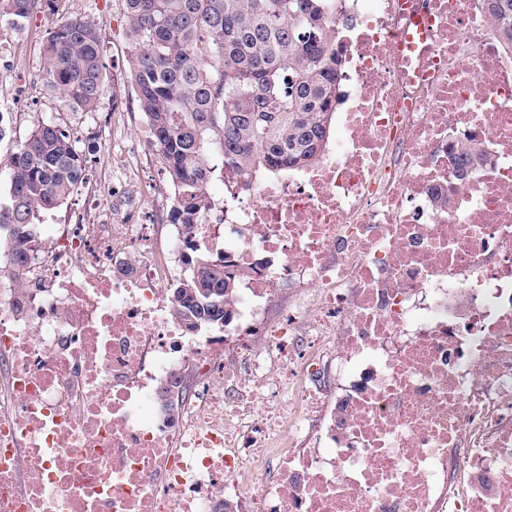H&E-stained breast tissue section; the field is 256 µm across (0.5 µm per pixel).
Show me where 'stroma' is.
Wrapping results in <instances>:
<instances>
[{
    "mask_svg": "<svg viewBox=\"0 0 512 512\" xmlns=\"http://www.w3.org/2000/svg\"><path fill=\"white\" fill-rule=\"evenodd\" d=\"M89 15L102 23V54L108 91L95 111L74 112L62 106L44 80L43 45L61 20ZM126 17L123 0H62L57 13H40L24 27L0 26V121L8 135L0 140V163L40 120L54 122L77 140L88 159L89 176L59 209L51 224H73L93 210L112 223L124 211L143 203L150 223L168 221L172 190L156 152L148 144L149 129L138 109L128 78Z\"/></svg>",
    "mask_w": 512,
    "mask_h": 512,
    "instance_id": "obj_1",
    "label": "stroma"
}]
</instances>
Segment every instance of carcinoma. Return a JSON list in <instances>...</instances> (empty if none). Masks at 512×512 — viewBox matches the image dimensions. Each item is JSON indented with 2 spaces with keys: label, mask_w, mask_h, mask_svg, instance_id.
Wrapping results in <instances>:
<instances>
[{
  "label": "carcinoma",
  "mask_w": 512,
  "mask_h": 512,
  "mask_svg": "<svg viewBox=\"0 0 512 512\" xmlns=\"http://www.w3.org/2000/svg\"><path fill=\"white\" fill-rule=\"evenodd\" d=\"M57 0H0V25L20 28ZM512 44V0H488ZM131 86L172 191L169 222L188 236L211 205L209 185L233 170L243 184L305 168L330 136L342 64L330 38L336 0H124ZM44 80L73 112L105 93L100 21L67 18L44 43ZM0 239L9 271L24 275L41 215L87 182L76 142L37 121L4 162ZM171 285L173 313L191 331L224 326L240 275L209 257L185 261Z\"/></svg>",
  "instance_id": "1"
}]
</instances>
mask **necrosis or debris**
<instances>
[{
  "label": "necrosis or debris",
  "mask_w": 512,
  "mask_h": 512,
  "mask_svg": "<svg viewBox=\"0 0 512 512\" xmlns=\"http://www.w3.org/2000/svg\"><path fill=\"white\" fill-rule=\"evenodd\" d=\"M336 25L339 137L225 173L192 232L244 275L222 337L174 317L165 226L59 224L0 275V512H215L247 487L262 512H512V46L486 0H338ZM254 336L277 373L225 359ZM184 374L176 418L148 415Z\"/></svg>",
  "instance_id": "obj_1"
}]
</instances>
